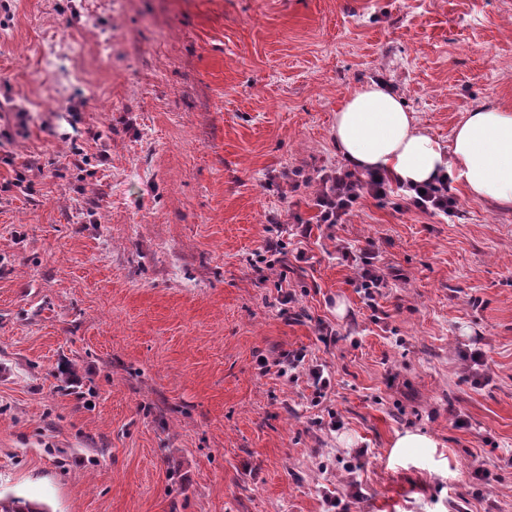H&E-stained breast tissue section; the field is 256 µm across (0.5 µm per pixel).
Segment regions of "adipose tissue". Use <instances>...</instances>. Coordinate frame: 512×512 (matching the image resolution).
I'll return each mask as SVG.
<instances>
[{
  "label": "adipose tissue",
  "mask_w": 512,
  "mask_h": 512,
  "mask_svg": "<svg viewBox=\"0 0 512 512\" xmlns=\"http://www.w3.org/2000/svg\"><path fill=\"white\" fill-rule=\"evenodd\" d=\"M333 141L355 169L386 170L407 188L447 176L473 200L512 208V108L463 113L445 145L390 85L372 80L356 86L337 110Z\"/></svg>",
  "instance_id": "1"
}]
</instances>
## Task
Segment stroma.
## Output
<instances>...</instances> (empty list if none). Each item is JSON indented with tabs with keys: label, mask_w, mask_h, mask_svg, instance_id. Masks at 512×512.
<instances>
[{
	"label": "stroma",
	"mask_w": 512,
	"mask_h": 512,
	"mask_svg": "<svg viewBox=\"0 0 512 512\" xmlns=\"http://www.w3.org/2000/svg\"><path fill=\"white\" fill-rule=\"evenodd\" d=\"M380 78L443 143L512 106V0L0 5V498L512 512V209L454 181L448 221L399 191L316 218L336 110ZM275 222L311 235L260 274ZM340 243L396 271L374 305ZM296 350L335 376L320 403L258 370ZM405 430L431 447L393 455Z\"/></svg>",
	"instance_id": "obj_1"
}]
</instances>
